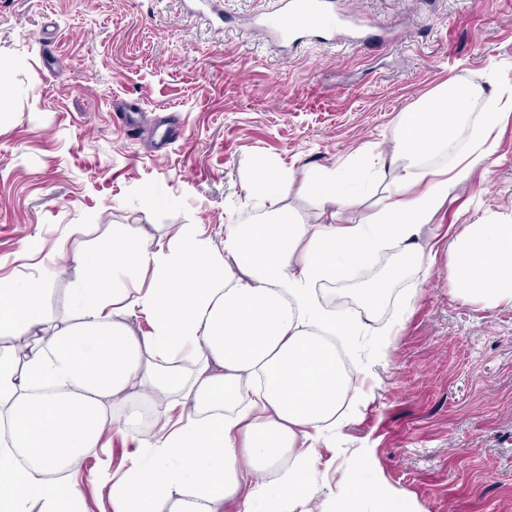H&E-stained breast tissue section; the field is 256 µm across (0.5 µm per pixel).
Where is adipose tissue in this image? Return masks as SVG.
Here are the masks:
<instances>
[{
    "label": "adipose tissue",
    "instance_id": "1",
    "mask_svg": "<svg viewBox=\"0 0 512 512\" xmlns=\"http://www.w3.org/2000/svg\"><path fill=\"white\" fill-rule=\"evenodd\" d=\"M512 96L473 83L438 85L401 113L385 164L395 174L360 222L340 224L339 208L361 202L377 173L367 153L341 168L300 171L247 161V213L220 238L195 224L166 239L116 224L111 239L75 250V322L52 333L49 275L0 281V335L28 334L0 348V512H63L78 489L57 481L101 447L122 413L136 448L110 490L112 512H221L228 500L261 496L267 512H294L303 476L314 468L325 430L347 421L360 371L344 368L329 337L357 335L385 301L387 287L360 292L363 318L339 320L317 288L343 279L384 245L417 260L445 258L460 295L487 308L512 305V224H469L445 250L418 238L453 189L490 171L496 131ZM466 143H459L462 127ZM449 154L436 166L435 156ZM314 191L320 219L304 221L284 202L293 183ZM149 316L139 333L130 314ZM191 370H184V363ZM150 388L179 408L151 435L139 427L135 390ZM154 458L143 464L140 449ZM354 504L384 500L358 463L335 491Z\"/></svg>",
    "mask_w": 512,
    "mask_h": 512
}]
</instances>
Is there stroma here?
Listing matches in <instances>:
<instances>
[{"mask_svg":"<svg viewBox=\"0 0 512 512\" xmlns=\"http://www.w3.org/2000/svg\"><path fill=\"white\" fill-rule=\"evenodd\" d=\"M280 0H0V79L18 88L0 119V279L26 280L59 248L89 247L116 224L149 236L170 225L219 232L245 210L244 163L338 166L386 146L395 124L439 83L491 72L512 93V0H331L330 16L365 37L325 30L294 48L254 18ZM347 28V29H348ZM499 162L474 172L421 238L483 220L512 223V117ZM160 205L140 212L143 193ZM402 253L318 290L322 303L386 277ZM372 329L344 359L366 367L362 403L318 445L305 501L331 499L367 462L397 512H512V306L463 299L444 262L411 266ZM122 427L68 482L78 512H111L112 477L129 465Z\"/></svg>","mask_w":512,"mask_h":512,"instance_id":"35a3bbf8","label":"stroma"}]
</instances>
